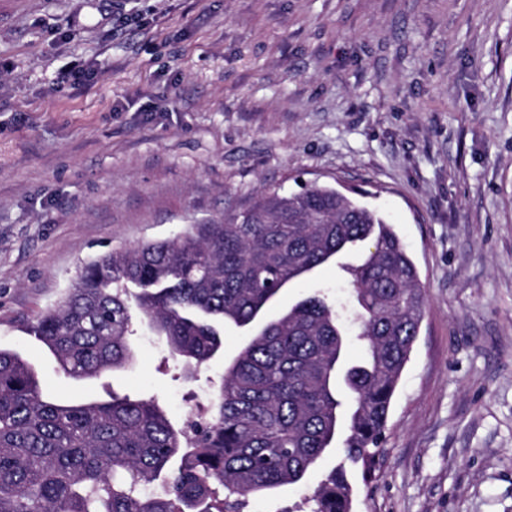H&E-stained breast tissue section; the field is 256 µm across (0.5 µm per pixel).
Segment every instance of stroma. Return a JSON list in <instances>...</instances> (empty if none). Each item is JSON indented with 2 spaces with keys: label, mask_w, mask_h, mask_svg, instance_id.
<instances>
[{
  "label": "stroma",
  "mask_w": 512,
  "mask_h": 512,
  "mask_svg": "<svg viewBox=\"0 0 512 512\" xmlns=\"http://www.w3.org/2000/svg\"><path fill=\"white\" fill-rule=\"evenodd\" d=\"M313 183L369 192L427 294L353 512H512V0H0V347L48 399L181 423L245 330L192 377L142 327L133 365L78 381L27 322L84 260ZM319 288L345 296L336 262L276 307Z\"/></svg>",
  "instance_id": "stroma-1"
}]
</instances>
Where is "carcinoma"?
Segmentation results:
<instances>
[{
  "mask_svg": "<svg viewBox=\"0 0 512 512\" xmlns=\"http://www.w3.org/2000/svg\"><path fill=\"white\" fill-rule=\"evenodd\" d=\"M368 193L311 185L263 192L246 209L176 237L84 262L31 332L77 380L130 366L139 320L194 367L281 294L354 244L339 264L346 302L318 290L249 333L210 401L174 424L154 399L64 404L35 366L0 348V512H243L301 484L343 418V459L308 512H351L347 465L372 477L392 398L426 310L416 265ZM363 357L348 360L347 346Z\"/></svg>",
  "mask_w": 512,
  "mask_h": 512,
  "instance_id": "obj_1",
  "label": "carcinoma"
}]
</instances>
